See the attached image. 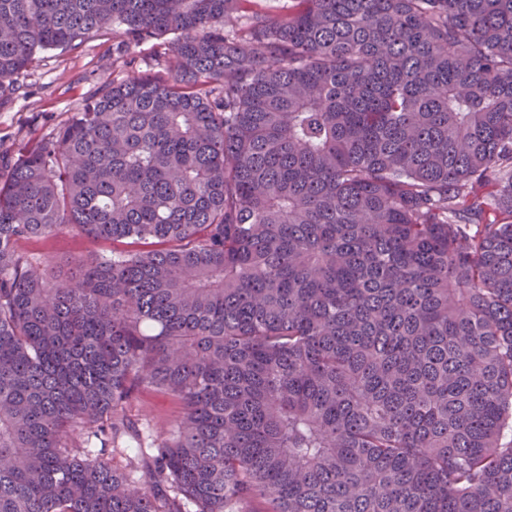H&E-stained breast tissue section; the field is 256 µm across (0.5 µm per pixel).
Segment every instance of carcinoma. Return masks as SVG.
<instances>
[{"label":"carcinoma","instance_id":"carcinoma-1","mask_svg":"<svg viewBox=\"0 0 512 512\" xmlns=\"http://www.w3.org/2000/svg\"><path fill=\"white\" fill-rule=\"evenodd\" d=\"M246 2L0 0L173 57L0 149V512H512V0ZM49 257L55 271L67 272L75 260L90 248L89 242L76 232L66 231L38 244ZM132 413H148L162 420L178 414L177 405L165 394L152 388L142 389L130 405Z\"/></svg>","mask_w":512,"mask_h":512}]
</instances>
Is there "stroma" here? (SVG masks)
I'll return each mask as SVG.
<instances>
[{"mask_svg":"<svg viewBox=\"0 0 512 512\" xmlns=\"http://www.w3.org/2000/svg\"><path fill=\"white\" fill-rule=\"evenodd\" d=\"M168 58L156 41L124 46L120 34L106 30L87 39L75 51H38L18 79L11 99L0 103V146L18 150L40 138L76 111L88 97L114 80L167 69ZM54 270L68 271L90 248L80 234L66 231L40 242Z\"/></svg>","mask_w":512,"mask_h":512,"instance_id":"obj_1","label":"stroma"}]
</instances>
